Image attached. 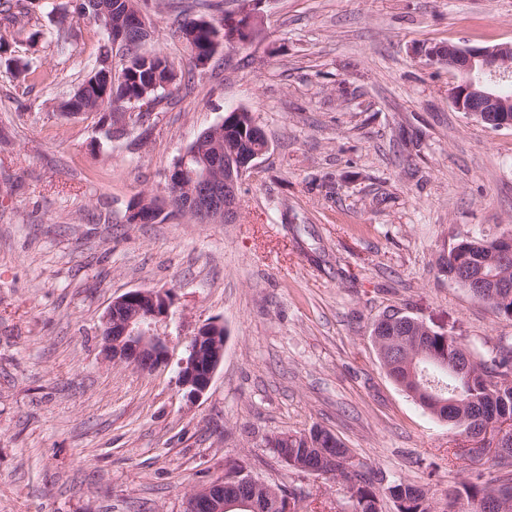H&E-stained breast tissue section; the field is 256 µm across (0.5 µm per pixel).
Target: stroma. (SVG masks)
<instances>
[{
	"instance_id": "1",
	"label": "stroma",
	"mask_w": 512,
	"mask_h": 512,
	"mask_svg": "<svg viewBox=\"0 0 512 512\" xmlns=\"http://www.w3.org/2000/svg\"><path fill=\"white\" fill-rule=\"evenodd\" d=\"M192 2L151 9L143 45L191 81L111 141L97 114L58 108L105 43L76 0H26L0 28V512H184L233 460L301 493L302 512H350L349 481L266 446L315 425L376 474L382 512L399 480L445 505L487 457L388 377L370 332L397 311L482 355L512 343V320L440 270L461 238L512 234V129L456 110V75L419 54L512 44V0H263L261 37L203 68L174 35ZM238 109L270 148L235 222L128 223ZM142 288L175 295L150 373L101 353L104 313ZM213 320L224 359L193 400L180 362Z\"/></svg>"
}]
</instances>
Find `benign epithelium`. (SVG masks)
<instances>
[{"mask_svg":"<svg viewBox=\"0 0 512 512\" xmlns=\"http://www.w3.org/2000/svg\"><path fill=\"white\" fill-rule=\"evenodd\" d=\"M237 10L222 21H208L213 31L215 49L224 45L245 44L259 30V5L264 0H237ZM150 21L141 8L125 13L108 24L106 35L112 48L125 44L128 31L148 32ZM429 61L461 74V80L449 90L453 106L480 121L487 119L497 129L512 128V96L500 92L497 77L512 70V45L473 47L448 44L424 53ZM231 123L217 125L208 139L191 154L182 155L178 166L169 174L168 182L183 188L184 196L178 207L195 222L204 224L230 223L237 218L239 188L248 177L259 173L258 159L266 154L264 144L244 163L235 162L228 146L235 139ZM156 203L130 210L131 223L150 224ZM174 304L172 291L137 289L112 300L103 316V328L110 335L101 337L104 356L114 362L134 365L144 371H154L167 361V345L158 333L159 324L171 317ZM224 325L211 321L187 337V357L180 363L179 384L190 399L201 398L210 388L224 358ZM227 477L191 492L185 501V512H227L224 503V481Z\"/></svg>","mask_w":512,"mask_h":512,"instance_id":"obj_1","label":"benign epithelium"}]
</instances>
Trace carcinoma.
Instances as JSON below:
<instances>
[{
    "label": "carcinoma",
    "instance_id": "carcinoma-1",
    "mask_svg": "<svg viewBox=\"0 0 512 512\" xmlns=\"http://www.w3.org/2000/svg\"><path fill=\"white\" fill-rule=\"evenodd\" d=\"M129 0H100L95 5L80 4L78 13L86 16L92 7H102L107 12L121 13ZM126 60L120 73L112 72V56L101 59L98 72L88 78L68 99L60 103V110L66 116L73 112L100 114L99 124L107 125L105 138L110 134L124 136L127 131H112V114L125 112L151 84L158 88L148 92L153 102H158L166 87L182 81L168 59L157 53L140 51V43L131 39L125 49ZM212 55V32L199 26L190 50L191 60L196 62L201 56ZM248 116H239L237 138L234 142L238 154L249 152L255 140L247 124ZM460 255L478 275L491 273L512 280V255L502 256L496 252V239L473 237L460 246ZM379 332L377 354L388 376L402 391L414 398L423 408H434L432 397L444 400L459 398L464 408H439V416L451 418L462 416L469 423L462 427L480 429L490 420H512V347L501 345L488 356H477L463 343L449 336L433 332L428 334L409 323L377 330L372 324L371 332ZM425 347L434 357L453 363L470 359L472 373L457 377L452 369H444L428 358H419L420 347ZM266 445L275 456H288L287 467L302 471L307 467L328 465L325 453L336 454V471L342 476L351 475L350 489L354 490L349 499L351 512H382L379 497L375 490L374 475L361 464L346 466L348 449L340 438L330 430L313 426L303 433H285L266 439ZM490 467L497 476L485 478L481 471L468 474L460 486L448 493L449 506L454 512H484L489 504L495 512H512V457L496 455ZM394 500L397 512H437L430 491L411 483L395 481L387 487ZM298 499L301 494L288 492L281 486L272 484L257 492L241 485H224V499H254L256 512H283L279 504L285 498Z\"/></svg>",
    "mask_w": 512,
    "mask_h": 512
}]
</instances>
